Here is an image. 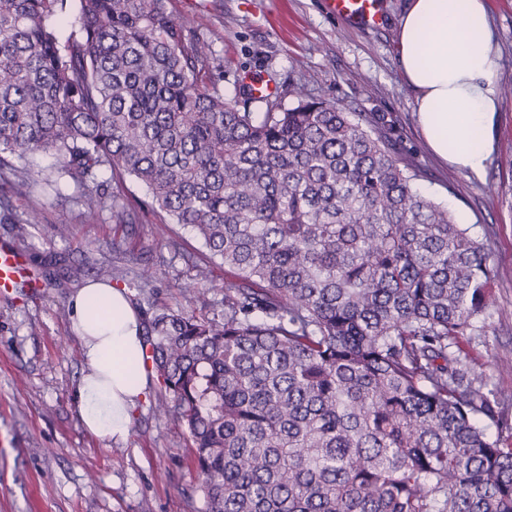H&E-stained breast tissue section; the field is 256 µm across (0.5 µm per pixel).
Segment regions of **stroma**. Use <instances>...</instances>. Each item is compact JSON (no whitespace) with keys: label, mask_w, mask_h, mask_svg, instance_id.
I'll use <instances>...</instances> for the list:
<instances>
[{"label":"stroma","mask_w":512,"mask_h":512,"mask_svg":"<svg viewBox=\"0 0 512 512\" xmlns=\"http://www.w3.org/2000/svg\"><path fill=\"white\" fill-rule=\"evenodd\" d=\"M406 2L383 0L382 22L370 28L327 14L321 0H172L171 7L211 40L224 65L217 87L225 98H235L241 75L251 72L277 86L287 106L299 86L353 112L390 114L407 159L421 170L420 193L473 235L491 238L498 277L484 328L469 349L512 416V0H485L498 53L499 103L490 158L478 175L437 160L419 132L415 93L398 65ZM123 185L136 223L120 254L112 251L107 215L68 218L39 191L11 197L0 208L5 245L11 220L33 207L45 217L21 251L17 287L0 294V512H199L202 505L186 437L155 410L157 379H150L147 399L119 442L87 431L74 399L85 365L70 299L100 264H115L130 276L150 268L147 296L158 306L189 305L209 318L224 311L223 265L212 261L190 228L163 225L147 207L142 185L129 177ZM48 254L60 259L57 280L32 294L36 261ZM200 265L209 278L190 304L179 285L194 278Z\"/></svg>","instance_id":"1"}]
</instances>
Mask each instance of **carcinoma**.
Returning <instances> with one entry per match:
<instances>
[{"mask_svg": "<svg viewBox=\"0 0 512 512\" xmlns=\"http://www.w3.org/2000/svg\"><path fill=\"white\" fill-rule=\"evenodd\" d=\"M170 4L0 0V189L68 177L83 217L123 229L108 168L227 267L217 318L139 302L148 268L96 270L139 306L201 512H512L505 398L464 344L491 302L490 239L417 191L385 114L299 88L288 108L224 98ZM72 11L62 38L48 21ZM41 154L50 172L22 164ZM41 222L29 209L15 238Z\"/></svg>", "mask_w": 512, "mask_h": 512, "instance_id": "1", "label": "carcinoma"}]
</instances>
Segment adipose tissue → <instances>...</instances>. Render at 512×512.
Listing matches in <instances>:
<instances>
[{
    "label": "adipose tissue",
    "mask_w": 512,
    "mask_h": 512,
    "mask_svg": "<svg viewBox=\"0 0 512 512\" xmlns=\"http://www.w3.org/2000/svg\"><path fill=\"white\" fill-rule=\"evenodd\" d=\"M398 51L428 146L447 163L480 173L498 110V55L483 0H409ZM97 298L111 304L110 318L91 313ZM70 307L86 366L75 392L81 422L96 436L125 439L148 390L139 317L119 289L101 282L80 288Z\"/></svg>",
    "instance_id": "1"
}]
</instances>
